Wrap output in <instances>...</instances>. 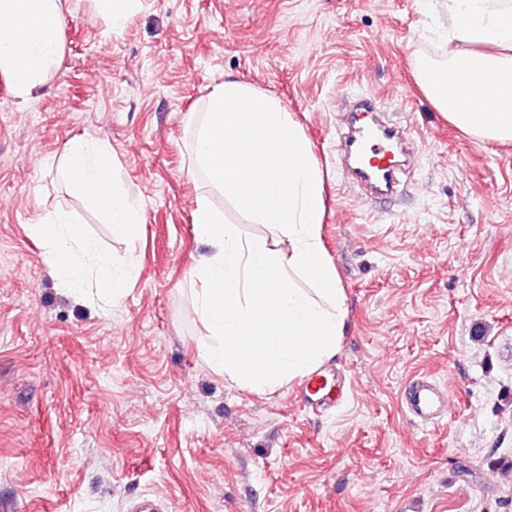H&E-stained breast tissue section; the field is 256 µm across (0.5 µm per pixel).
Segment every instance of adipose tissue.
I'll use <instances>...</instances> for the list:
<instances>
[{
	"instance_id": "adipose-tissue-1",
	"label": "adipose tissue",
	"mask_w": 512,
	"mask_h": 512,
	"mask_svg": "<svg viewBox=\"0 0 512 512\" xmlns=\"http://www.w3.org/2000/svg\"><path fill=\"white\" fill-rule=\"evenodd\" d=\"M448 14L446 53L417 56L418 85L458 130L489 144L512 142V0H420ZM62 0H0V74L26 97L59 53ZM491 107L474 111L469 90ZM197 167L242 213L270 225L275 239L244 236L207 199L194 232L211 254L194 269V314L210 342L206 361L238 386L264 392L311 374L331 359L346 307L321 227L324 177L311 145L274 95L228 79L208 95L192 143ZM66 188L93 203L113 235H134L141 212L112 169L105 147L76 141L66 151ZM30 231L60 287L97 288L119 301L134 260L114 263L81 225L45 215Z\"/></svg>"
}]
</instances>
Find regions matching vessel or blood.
I'll return each instance as SVG.
<instances>
[{"label":"vessel or blood","instance_id":"obj_1","mask_svg":"<svg viewBox=\"0 0 512 512\" xmlns=\"http://www.w3.org/2000/svg\"><path fill=\"white\" fill-rule=\"evenodd\" d=\"M355 109L368 121L360 125L349 123L341 131L340 150L348 159L358 153L368 155V166L353 169L355 182L372 200L391 198L397 192L402 171L388 158L387 147L402 143L403 132L379 114L375 95H367ZM344 386L341 375L319 372L305 380L298 399L313 414H322L342 402ZM448 401V387L426 375L412 378L401 393L405 411L425 426L437 425L446 417ZM127 512H170V507L168 501L147 493L131 500Z\"/></svg>","mask_w":512,"mask_h":512}]
</instances>
